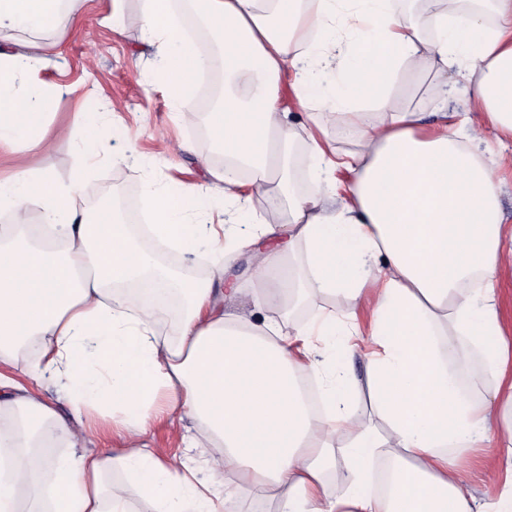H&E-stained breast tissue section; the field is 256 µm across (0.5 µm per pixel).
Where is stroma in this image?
I'll return each instance as SVG.
<instances>
[{"label":"stroma","mask_w":512,"mask_h":512,"mask_svg":"<svg viewBox=\"0 0 512 512\" xmlns=\"http://www.w3.org/2000/svg\"><path fill=\"white\" fill-rule=\"evenodd\" d=\"M120 5L124 29L115 32L103 24L113 5ZM143 22L140 0H87L76 20H62L56 30H22L0 34L2 41L33 40L51 43L55 53L34 77L40 87H67L47 119L49 148L28 159L30 165L68 183L77 167H84L80 204L96 210V200L111 192L113 202L140 201L142 188L152 186L172 191L188 185H202L207 170L222 166L211 141L203 140L199 127L206 115L194 111L193 101L175 109L164 84L153 79L154 50L140 39ZM291 75L280 82V106L289 112L288 121L297 130V147L304 153L305 167H312L310 134L328 142L338 152L356 148V134H343L327 117L323 103L314 101L299 107L290 87ZM400 106L426 112H448L464 126L472 150L491 160L500 185V203L505 217H512V140H498L495 133L471 111V87L456 73L437 77L428 71L402 73L393 89ZM94 115L95 138L71 135L77 111ZM355 313L360 329L369 324L368 304H355L344 296H328L311 306L295 310L271 309L284 329L293 321H312L326 312ZM192 423L166 416L157 420L142 437L141 444L166 460H182L198 472L217 451L189 448L184 435Z\"/></svg>","instance_id":"35a3bbf8"}]
</instances>
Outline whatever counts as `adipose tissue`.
Listing matches in <instances>:
<instances>
[{
	"mask_svg": "<svg viewBox=\"0 0 512 512\" xmlns=\"http://www.w3.org/2000/svg\"><path fill=\"white\" fill-rule=\"evenodd\" d=\"M83 0H0V33L54 29ZM142 36L156 48L155 76L182 104L205 66L224 74L223 101L208 114L225 157L250 167L249 183L213 169L206 190L146 191L152 249L129 219L80 210L83 175L62 184L22 169L0 179V512H127L125 488L105 486L114 459L88 447L91 430L120 420L122 461L154 512H223L239 487L267 498L287 494L278 512H512V339L503 336L494 283L512 233L503 229L499 189L485 162L454 125L396 105L403 70L447 76L458 68L472 86L470 106L496 134L512 139V0H426L414 17L396 0H141ZM194 15L219 30L218 53L203 59L185 34ZM46 46L0 50V149L29 153L48 143L38 131L47 98L23 90ZM292 72L299 104L318 98L338 124L358 132L356 151L334 155L315 144V189L285 191L286 222L256 223L247 204L271 198L281 150L297 133L279 105L277 84ZM376 110L365 124L364 107ZM348 170L350 186L336 173ZM225 200V232L251 254L254 277L279 285L281 300H359L374 289L367 331L335 313L294 323L286 340L272 305L250 289L248 310L224 309L227 253L196 214ZM37 205L57 239L19 249L10 239ZM159 249L209 254L202 278L160 266ZM175 296L174 337L156 326ZM35 339L24 380L8 375L15 348ZM367 357L365 380L348 359ZM304 356L321 384L325 415H313L297 383ZM462 359L464 374L449 370ZM53 381L71 419L45 398ZM367 384L387 430L358 420L354 394ZM189 418L220 447L208 479L139 445L163 414ZM345 439V492L328 497L324 479L336 436ZM65 442L68 454L51 449ZM496 449L501 490L475 510L456 466L460 453ZM238 487L213 491L225 472Z\"/></svg>",
	"mask_w": 512,
	"mask_h": 512,
	"instance_id": "obj_1",
	"label": "adipose tissue"
}]
</instances>
